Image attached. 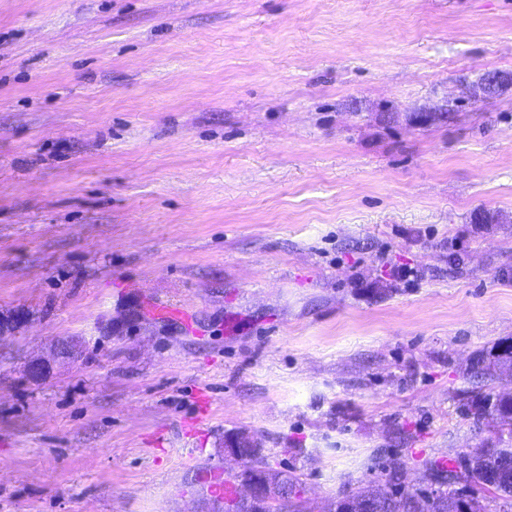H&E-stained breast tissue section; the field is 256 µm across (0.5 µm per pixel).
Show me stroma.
Listing matches in <instances>:
<instances>
[{"label": "stroma", "mask_w": 512, "mask_h": 512, "mask_svg": "<svg viewBox=\"0 0 512 512\" xmlns=\"http://www.w3.org/2000/svg\"><path fill=\"white\" fill-rule=\"evenodd\" d=\"M17 311L0 512H207L237 433L305 512L428 487L512 393V0H0ZM512 370V343L497 347V352L490 357H479L472 361L469 372L472 377L488 379L498 372Z\"/></svg>", "instance_id": "35a3bbf8"}]
</instances>
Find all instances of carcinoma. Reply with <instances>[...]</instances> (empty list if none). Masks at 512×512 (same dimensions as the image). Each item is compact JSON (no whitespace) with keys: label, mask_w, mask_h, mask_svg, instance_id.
<instances>
[{"label":"carcinoma","mask_w":512,"mask_h":512,"mask_svg":"<svg viewBox=\"0 0 512 512\" xmlns=\"http://www.w3.org/2000/svg\"><path fill=\"white\" fill-rule=\"evenodd\" d=\"M511 370L512 343L497 347V352L488 357L474 359L469 368L471 376L478 379L492 378L499 372ZM494 413L512 426V395L492 391L479 393L464 408V416L476 426ZM508 460L512 461V430L509 431L508 442L498 439L493 448L481 456L469 458L464 465L456 459L447 467L429 469L431 489L418 492L403 487L400 465L394 462L385 484L369 486L355 495L337 498L334 512H459V500L467 497L470 488L477 485L487 487L492 494L503 499L502 512H512V468L503 467ZM256 467L266 469L273 480L284 476L288 483V499L292 500L287 512H300L296 503L303 493L300 479L273 469L266 456L259 454L248 460L235 478H253Z\"/></svg>","instance_id":"carcinoma-1"}]
</instances>
